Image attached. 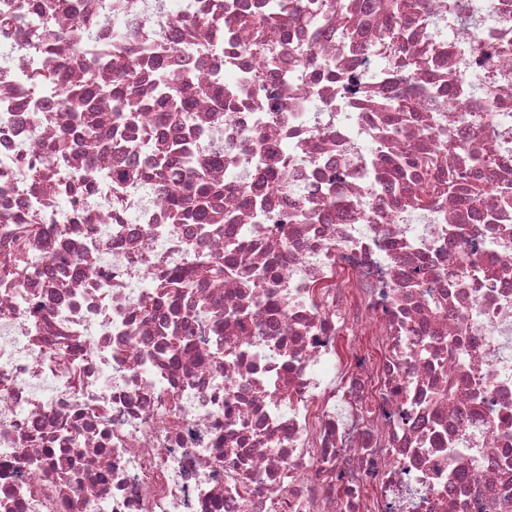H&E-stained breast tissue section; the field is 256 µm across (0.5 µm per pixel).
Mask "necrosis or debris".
<instances>
[{
	"instance_id": "obj_1",
	"label": "necrosis or debris",
	"mask_w": 512,
	"mask_h": 512,
	"mask_svg": "<svg viewBox=\"0 0 512 512\" xmlns=\"http://www.w3.org/2000/svg\"><path fill=\"white\" fill-rule=\"evenodd\" d=\"M274 1L292 37L254 50ZM39 2L50 25L0 0V205L37 229L0 224V512H512V0H112L97 79L117 56L128 88L65 167L62 86L32 77L87 0ZM156 68L231 110L194 97L197 126L161 137ZM173 142L223 183L218 229L133 177ZM414 155L421 206L388 175ZM227 254L223 281L172 288Z\"/></svg>"
}]
</instances>
